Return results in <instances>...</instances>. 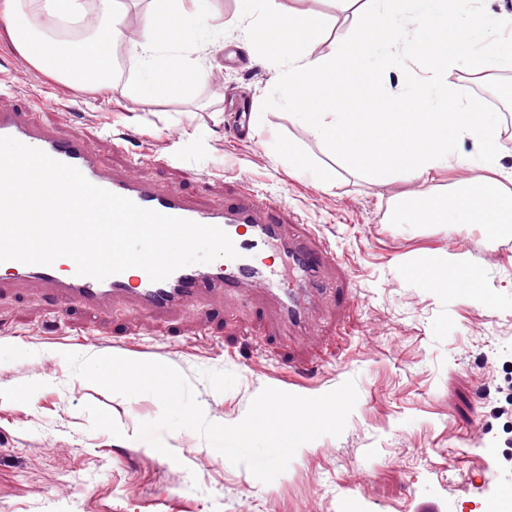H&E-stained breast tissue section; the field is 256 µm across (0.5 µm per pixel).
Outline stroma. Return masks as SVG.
Segmentation results:
<instances>
[{
  "instance_id": "obj_1",
  "label": "stroma",
  "mask_w": 512,
  "mask_h": 512,
  "mask_svg": "<svg viewBox=\"0 0 512 512\" xmlns=\"http://www.w3.org/2000/svg\"><path fill=\"white\" fill-rule=\"evenodd\" d=\"M327 23L313 54L346 39L360 15L345 0H278ZM213 23L243 64L216 50L189 92L137 96L133 69L118 93L77 89L28 66L0 41V71H13L20 94L0 103L30 111L29 94L51 90L55 106L38 116L59 132L93 143L123 171L142 154L143 172L211 203L250 185L283 204L297 234L313 233L335 255L327 277L343 292L322 305L314 335L281 336L263 300L237 307L221 295L187 320L169 316L92 317L49 310L25 286L0 299V512H487L491 481L481 454L506 444L512 406V237L462 231L457 256L483 270L492 303L467 288L426 285L423 264L450 251L448 226L397 227L394 206L418 199L420 183L359 175L327 150L298 118L261 112L279 69L257 58L247 39L242 0H213ZM223 80L237 102L263 118L251 138L229 131L232 107L213 91ZM125 137L113 150L108 135ZM299 150L309 167L289 166ZM206 171L196 181L184 170ZM153 360L180 371L206 417L233 425L263 388L309 397L354 380L358 399L340 436L299 450L285 472L264 483L188 429L164 433L172 457L137 440L159 401L125 398L73 376L65 353Z\"/></svg>"
}]
</instances>
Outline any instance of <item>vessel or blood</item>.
<instances>
[{"instance_id": "obj_1", "label": "vessel or blood", "mask_w": 512, "mask_h": 512, "mask_svg": "<svg viewBox=\"0 0 512 512\" xmlns=\"http://www.w3.org/2000/svg\"><path fill=\"white\" fill-rule=\"evenodd\" d=\"M0 136L12 137L76 167L92 184L142 208L220 227L238 253L234 259L180 268L160 282L151 281L141 269L102 280L80 276L74 261L67 257L50 265L9 260L0 263V297L7 294L9 286L24 282L35 286L41 298L81 310L105 312L119 302L140 314L191 316L214 293L249 305L247 291L258 286L280 327L295 336L310 333L314 303L330 297L325 267L333 253L327 242L291 236L287 224L277 218L260 192H245L236 200L206 206L136 175H114L100 164L87 141L55 135L25 112L0 109Z\"/></svg>"}]
</instances>
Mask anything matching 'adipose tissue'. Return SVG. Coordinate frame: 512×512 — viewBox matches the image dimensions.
Here are the masks:
<instances>
[{"label":"adipose tissue","instance_id":"ef3b65f1","mask_svg":"<svg viewBox=\"0 0 512 512\" xmlns=\"http://www.w3.org/2000/svg\"><path fill=\"white\" fill-rule=\"evenodd\" d=\"M0 0V39L33 67L80 87L116 89L117 51L146 76L143 90L172 93L197 73L187 49L221 46L224 28L208 25L211 0H152L139 29H130L123 0Z\"/></svg>","mask_w":512,"mask_h":512}]
</instances>
